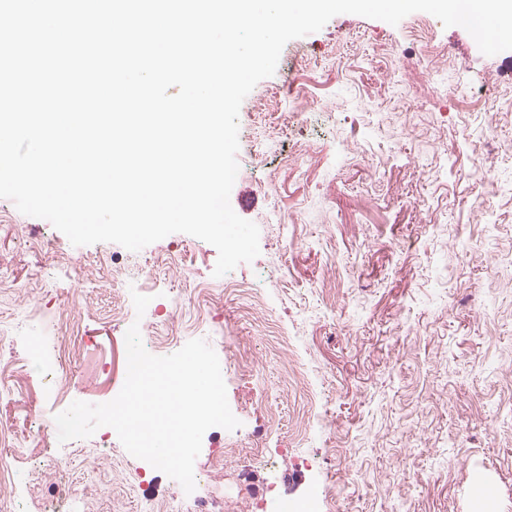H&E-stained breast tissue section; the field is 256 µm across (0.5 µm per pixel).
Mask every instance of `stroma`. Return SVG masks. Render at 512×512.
<instances>
[{
  "mask_svg": "<svg viewBox=\"0 0 512 512\" xmlns=\"http://www.w3.org/2000/svg\"><path fill=\"white\" fill-rule=\"evenodd\" d=\"M237 162L230 204L260 253L235 268V291L199 288L218 252L191 235L75 246L0 198V358L27 374L22 401L0 400V438L40 448L15 462L27 493L0 472V505L36 512L67 483L80 512L179 497L116 433L104 449L96 434L57 439V413L121 390L136 319L158 355L200 338L219 357L240 425L203 437L210 512H473L478 477L494 512H512V53L483 55L426 12L395 26L337 15L246 96ZM34 229L57 255L30 247ZM135 291L161 310L137 316ZM62 310L85 343L55 397L36 351ZM255 441L274 468L231 456Z\"/></svg>",
  "mask_w": 512,
  "mask_h": 512,
  "instance_id": "stroma-1",
  "label": "stroma"
}]
</instances>
